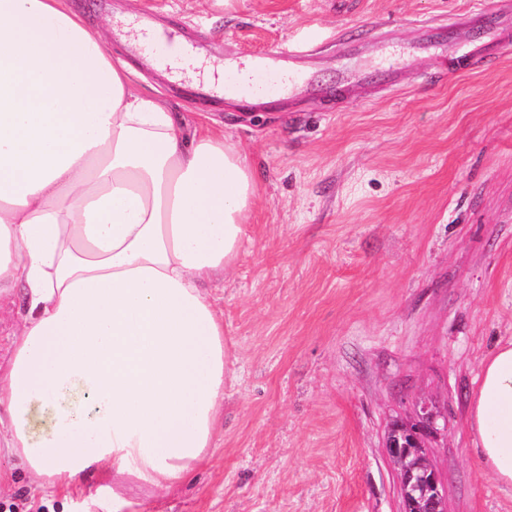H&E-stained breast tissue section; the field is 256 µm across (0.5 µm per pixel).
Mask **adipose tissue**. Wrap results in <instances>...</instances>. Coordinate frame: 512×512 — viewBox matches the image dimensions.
Segmentation results:
<instances>
[{
  "instance_id": "1",
  "label": "adipose tissue",
  "mask_w": 512,
  "mask_h": 512,
  "mask_svg": "<svg viewBox=\"0 0 512 512\" xmlns=\"http://www.w3.org/2000/svg\"><path fill=\"white\" fill-rule=\"evenodd\" d=\"M244 155L137 92L64 0H0V447L41 491L103 468L156 487L213 446L224 318L206 289L244 239ZM477 451L512 485V342L482 364ZM24 307L19 298L12 300H2L0 304V367H7L11 352L9 342L11 336L17 328V325L24 314Z\"/></svg>"
}]
</instances>
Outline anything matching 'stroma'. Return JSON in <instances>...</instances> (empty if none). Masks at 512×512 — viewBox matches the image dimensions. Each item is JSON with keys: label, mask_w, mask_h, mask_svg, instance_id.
Returning a JSON list of instances; mask_svg holds the SVG:
<instances>
[{"label": "stroma", "mask_w": 512, "mask_h": 512, "mask_svg": "<svg viewBox=\"0 0 512 512\" xmlns=\"http://www.w3.org/2000/svg\"><path fill=\"white\" fill-rule=\"evenodd\" d=\"M145 95L246 156L247 239L208 293L224 315V408L171 489L85 476L68 494L0 450V512H401L389 424L443 427L448 512H512L468 426L481 363L512 342V0H68ZM495 10L492 24L479 8ZM180 28L188 67L306 47L321 86L265 105L169 81L171 46L132 52L116 15ZM474 31L482 66L439 79ZM356 74L339 98V73Z\"/></svg>", "instance_id": "1"}]
</instances>
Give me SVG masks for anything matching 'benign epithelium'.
Returning <instances> with one entry per match:
<instances>
[{
	"mask_svg": "<svg viewBox=\"0 0 512 512\" xmlns=\"http://www.w3.org/2000/svg\"><path fill=\"white\" fill-rule=\"evenodd\" d=\"M436 433L435 417L389 430L385 450L398 466L402 512H447V493L429 457L427 438Z\"/></svg>",
	"mask_w": 512,
	"mask_h": 512,
	"instance_id": "7a95c632",
	"label": "benign epithelium"
}]
</instances>
